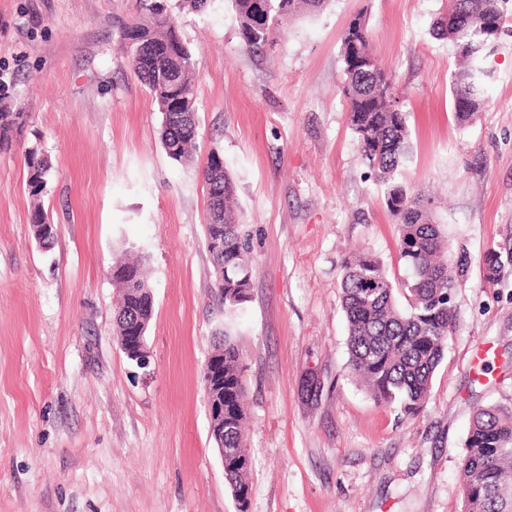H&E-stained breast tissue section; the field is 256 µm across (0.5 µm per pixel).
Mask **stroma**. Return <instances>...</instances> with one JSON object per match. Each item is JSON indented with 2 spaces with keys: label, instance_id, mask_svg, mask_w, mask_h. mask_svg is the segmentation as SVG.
Masks as SVG:
<instances>
[{
  "label": "stroma",
  "instance_id": "stroma-1",
  "mask_svg": "<svg viewBox=\"0 0 512 512\" xmlns=\"http://www.w3.org/2000/svg\"><path fill=\"white\" fill-rule=\"evenodd\" d=\"M448 0H330L249 51L231 0L173 9L197 59L196 160L169 159L161 115L121 50L136 0H0V111L28 121L0 149V512H238L209 437L202 372L224 311L211 289L200 169L219 151L234 180L256 272L234 318L247 365L248 512H461L474 408L512 406V0L486 61L489 102L452 109L454 58L432 35ZM367 20L408 114L403 172L431 197L454 252L456 327L413 416L353 381L342 266L352 247L390 278L394 219L349 125L342 38ZM53 169L41 203L58 232L36 242L24 154ZM146 255L150 363L122 352L112 265ZM490 373H483L484 364ZM314 372L323 393L301 392ZM483 268L487 282L498 281L505 270L512 268V249L490 251L483 259Z\"/></svg>",
  "mask_w": 512,
  "mask_h": 512
}]
</instances>
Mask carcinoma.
<instances>
[{
    "mask_svg": "<svg viewBox=\"0 0 512 512\" xmlns=\"http://www.w3.org/2000/svg\"><path fill=\"white\" fill-rule=\"evenodd\" d=\"M240 35L247 49L260 51L274 43L279 23L287 17L312 15L327 0H232ZM151 0H137L142 18L124 28V52L134 75L155 102L165 99L169 76L175 74L190 111L196 110L195 61L187 45L176 37L177 26L167 10H156ZM503 24L499 0H452L436 22V36L448 42L456 59L450 91L458 121L466 125L486 102L491 77L485 50ZM342 93L348 117L362 155L382 189L387 210L397 227L399 258L409 277L397 284L381 260L368 252L353 253L344 263L341 306L348 327V364L352 376L377 403L415 415L426 402L435 370L448 349L456 325L452 290L468 269L465 253L453 254L441 225L433 219V202L413 193L401 180L411 155L407 113L394 104L385 80L387 71L370 46L366 18L359 14L349 24L341 45ZM28 115L0 112V144L11 142ZM197 122L185 112H170L161 126V145L178 164L193 161ZM31 197L39 200L52 164L33 148L25 154ZM207 191L205 241L224 228V252L209 253L214 274H224V288L214 295L224 306V318L242 310L251 298L253 262L248 234L235 201V186L224 168V158L212 151L201 168ZM34 238L54 243L45 235L52 225L42 205L30 215ZM134 273V282H116L120 298L116 314L134 311L149 326L154 296L147 281L144 258L129 254L119 260ZM487 282L512 268V249L493 250L483 259ZM212 350L224 355V479L235 497L247 502L251 465L245 448L247 419L246 366L228 323L215 331ZM461 472L462 512H512V407L483 405L474 411L465 442Z\"/></svg>",
    "mask_w": 512,
    "mask_h": 512,
    "instance_id": "carcinoma-1",
    "label": "carcinoma"
}]
</instances>
